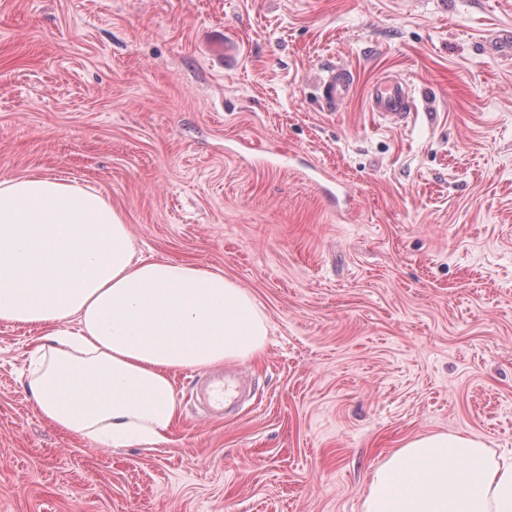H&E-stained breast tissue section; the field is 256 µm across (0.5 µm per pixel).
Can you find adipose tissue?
I'll list each match as a JSON object with an SVG mask.
<instances>
[{
	"instance_id": "adipose-tissue-1",
	"label": "adipose tissue",
	"mask_w": 512,
	"mask_h": 512,
	"mask_svg": "<svg viewBox=\"0 0 512 512\" xmlns=\"http://www.w3.org/2000/svg\"><path fill=\"white\" fill-rule=\"evenodd\" d=\"M0 321L39 332V414L113 448L165 442L175 375L258 359L268 336L249 290L145 257L111 200L49 176L0 181ZM362 512H512V459L466 433L413 437L374 469Z\"/></svg>"
}]
</instances>
